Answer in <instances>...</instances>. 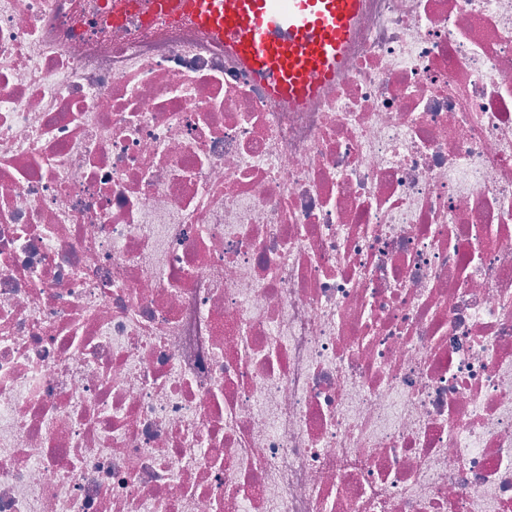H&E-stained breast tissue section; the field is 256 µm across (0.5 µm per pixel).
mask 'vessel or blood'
Returning <instances> with one entry per match:
<instances>
[{"label":"vessel or blood","mask_w":512,"mask_h":512,"mask_svg":"<svg viewBox=\"0 0 512 512\" xmlns=\"http://www.w3.org/2000/svg\"><path fill=\"white\" fill-rule=\"evenodd\" d=\"M144 19L191 20L236 55L253 79L292 106L340 74L363 0H121Z\"/></svg>","instance_id":"b4317fda"}]
</instances>
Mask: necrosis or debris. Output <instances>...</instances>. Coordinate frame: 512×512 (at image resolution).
Listing matches in <instances>:
<instances>
[{"instance_id":"1","label":"necrosis or debris","mask_w":512,"mask_h":512,"mask_svg":"<svg viewBox=\"0 0 512 512\" xmlns=\"http://www.w3.org/2000/svg\"><path fill=\"white\" fill-rule=\"evenodd\" d=\"M0 512H512V0H365L298 109L0 0Z\"/></svg>"}]
</instances>
